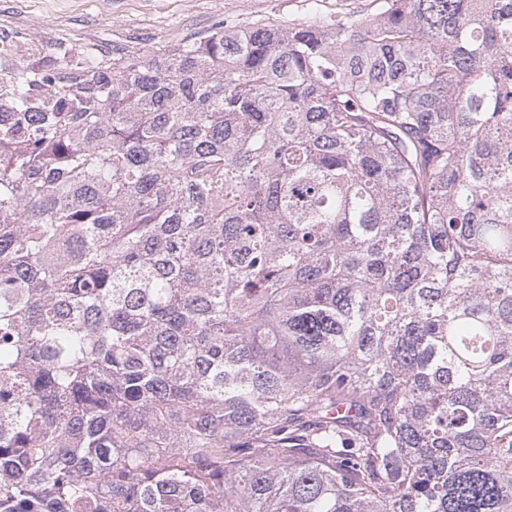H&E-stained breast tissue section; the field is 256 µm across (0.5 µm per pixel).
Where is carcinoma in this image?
I'll list each match as a JSON object with an SVG mask.
<instances>
[{
	"label": "carcinoma",
	"instance_id": "cac0c4a2",
	"mask_svg": "<svg viewBox=\"0 0 512 512\" xmlns=\"http://www.w3.org/2000/svg\"><path fill=\"white\" fill-rule=\"evenodd\" d=\"M0 512H512V0L13 65Z\"/></svg>",
	"mask_w": 512,
	"mask_h": 512
}]
</instances>
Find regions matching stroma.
Segmentation results:
<instances>
[{
  "label": "stroma",
  "mask_w": 512,
  "mask_h": 512,
  "mask_svg": "<svg viewBox=\"0 0 512 512\" xmlns=\"http://www.w3.org/2000/svg\"><path fill=\"white\" fill-rule=\"evenodd\" d=\"M380 0H0V78L13 62L137 45L156 50L215 21L247 26L371 13Z\"/></svg>",
  "instance_id": "obj_1"
}]
</instances>
